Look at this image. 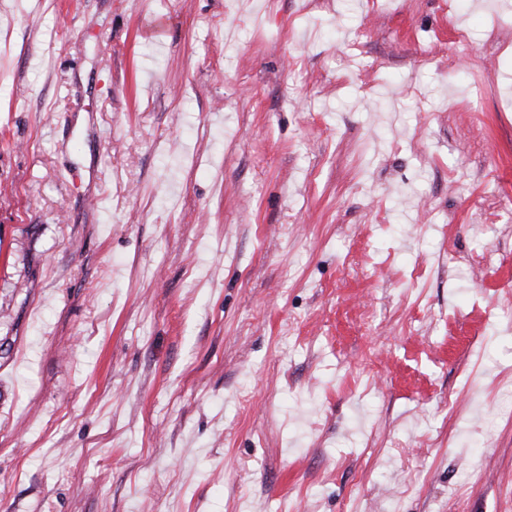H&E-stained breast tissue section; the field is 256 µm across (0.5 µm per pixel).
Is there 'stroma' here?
Instances as JSON below:
<instances>
[{"instance_id":"stroma-1","label":"stroma","mask_w":512,"mask_h":512,"mask_svg":"<svg viewBox=\"0 0 512 512\" xmlns=\"http://www.w3.org/2000/svg\"><path fill=\"white\" fill-rule=\"evenodd\" d=\"M0 512H512V0H0Z\"/></svg>"}]
</instances>
